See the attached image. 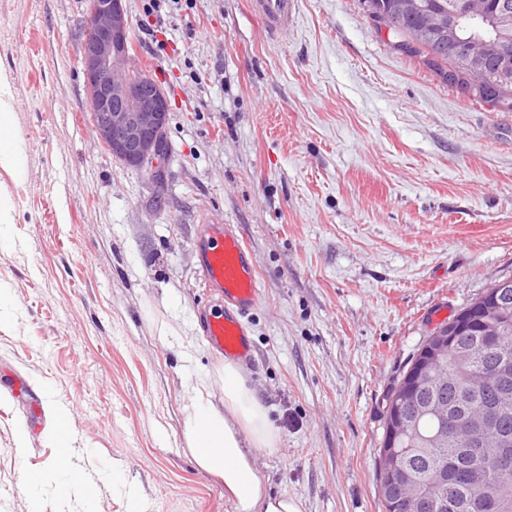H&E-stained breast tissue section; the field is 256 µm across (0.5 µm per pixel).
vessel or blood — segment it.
<instances>
[{
  "label": "vessel or blood",
  "mask_w": 512,
  "mask_h": 512,
  "mask_svg": "<svg viewBox=\"0 0 512 512\" xmlns=\"http://www.w3.org/2000/svg\"><path fill=\"white\" fill-rule=\"evenodd\" d=\"M299 2L250 0V11L275 38L293 23ZM200 242L204 285L221 300L220 307H206L201 312L206 338L225 358L250 362L246 320L262 299L251 252L231 224L204 225Z\"/></svg>",
  "instance_id": "1"
}]
</instances>
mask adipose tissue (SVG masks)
<instances>
[{"label": "adipose tissue", "instance_id": "adipose-tissue-1", "mask_svg": "<svg viewBox=\"0 0 512 512\" xmlns=\"http://www.w3.org/2000/svg\"><path fill=\"white\" fill-rule=\"evenodd\" d=\"M23 153L15 121L14 81L0 67V169L18 171ZM222 381L220 403L214 401L209 381H197L191 388L183 435L196 466L223 481L233 512H303L296 497L272 493L255 465L254 449H271L276 443L262 402L247 387L236 364L225 363Z\"/></svg>", "mask_w": 512, "mask_h": 512}]
</instances>
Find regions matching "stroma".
<instances>
[{
	"mask_svg": "<svg viewBox=\"0 0 512 512\" xmlns=\"http://www.w3.org/2000/svg\"><path fill=\"white\" fill-rule=\"evenodd\" d=\"M126 0L129 63L168 96L162 180L98 141L81 65L86 0H0V65L15 79L18 222L0 246V512H232L183 436L196 381L224 357L203 223L238 225L262 300L243 372L276 430L256 452L304 512H385L376 478L386 397L427 336L512 279V111L472 102L395 49L365 0H301L270 39L249 0ZM68 416L61 457L46 411ZM26 443H18V433ZM91 495L61 499L64 461Z\"/></svg>",
	"mask_w": 512,
	"mask_h": 512,
	"instance_id": "1",
	"label": "stroma"
}]
</instances>
